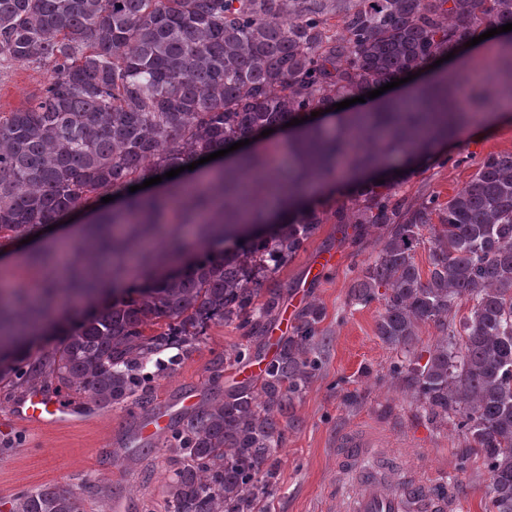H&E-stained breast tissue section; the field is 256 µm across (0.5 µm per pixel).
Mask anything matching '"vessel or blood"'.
Instances as JSON below:
<instances>
[{"instance_id":"obj_1","label":"vessel or blood","mask_w":512,"mask_h":512,"mask_svg":"<svg viewBox=\"0 0 512 512\" xmlns=\"http://www.w3.org/2000/svg\"><path fill=\"white\" fill-rule=\"evenodd\" d=\"M16 420L28 427L60 425L81 421L79 408L39 391L28 393L14 410ZM170 422L168 409L160 408L139 428L141 439L154 443L164 435ZM377 443L374 430L359 426L336 442V482L344 484L355 462ZM466 502L444 476L428 473L416 477L403 490L391 492L371 480L357 484L354 495L344 503L345 512H464Z\"/></svg>"}]
</instances>
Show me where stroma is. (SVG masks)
<instances>
[{
    "label": "stroma",
    "instance_id": "stroma-1",
    "mask_svg": "<svg viewBox=\"0 0 512 512\" xmlns=\"http://www.w3.org/2000/svg\"><path fill=\"white\" fill-rule=\"evenodd\" d=\"M500 44V37H490L482 53L470 55L459 68H448L453 88L470 92L465 111H478L474 93L481 89L495 104L504 102V94L486 87L484 81ZM49 78L44 68L23 63L1 66L0 113L40 95ZM446 153L447 160L432 157L410 171L402 159H395L394 168L402 172L392 181L395 197L448 201L487 155L512 153V123L500 126L491 137L463 140ZM313 204L325 212V223L268 282L281 291L283 303L298 296L303 305L318 304L323 312L320 369L295 403L298 426L285 431L276 450L280 479L270 499L271 512H323L325 492L336 484V441L350 427L361 425L383 434L381 450L371 457V464L383 467L416 457L424 470L447 474L456 482L465 497L466 512H483L486 475L478 464L467 461L461 432L452 426L436 429L417 415L390 377L397 354L374 334L382 304H349L357 271L376 257L387 227L338 223L337 213L353 206L348 192L316 198ZM321 251L335 253V266L319 276H308L309 265ZM246 342L237 325H210L177 370L155 382V404L175 406L187 391L205 401L211 393L213 363L225 350ZM12 416V405L0 404V504L19 491L54 484L80 496L87 512H113L116 497L122 499L125 512H169L170 473L163 458H144L136 452V430L143 418L138 409L89 406L84 422L67 427L30 428L12 424Z\"/></svg>",
    "mask_w": 512,
    "mask_h": 512
}]
</instances>
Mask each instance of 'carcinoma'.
Segmentation results:
<instances>
[{"label": "carcinoma", "instance_id": "obj_1", "mask_svg": "<svg viewBox=\"0 0 512 512\" xmlns=\"http://www.w3.org/2000/svg\"><path fill=\"white\" fill-rule=\"evenodd\" d=\"M512 23V0H0V62L46 67L41 95L0 117V239L49 226L93 200L125 194L70 247L63 276L44 279V303L0 291V349L15 328L34 329L62 292L101 278L131 280L103 298L37 359L0 352V396L42 390L98 408L151 410L160 377L192 353L213 321L266 339L281 304L263 283L288 262L324 212L307 208L232 248L208 243L237 233L262 201L362 168L395 152H431L432 125L457 117L448 87L416 105L390 104L337 130L318 126L288 144L292 162L272 168L243 153L213 181L174 195L131 193L168 172L261 130L357 97L466 43L481 24ZM508 67L492 84L512 96ZM341 224L393 225L354 279L350 302H384L375 335L402 353L398 387L429 422L452 423L487 474L485 512H512V154H493L446 204L407 207L382 184L355 187ZM197 228L196 241L184 229ZM432 231L431 267L415 261ZM471 302L457 318L459 302ZM321 311L310 308L279 339L259 380L225 391L172 424L159 448L171 473L170 512H268L278 483L274 448L294 424V402L319 367ZM439 337L428 358L412 350L421 325ZM8 512H84L56 485L16 493Z\"/></svg>", "mask_w": 512, "mask_h": 512}]
</instances>
